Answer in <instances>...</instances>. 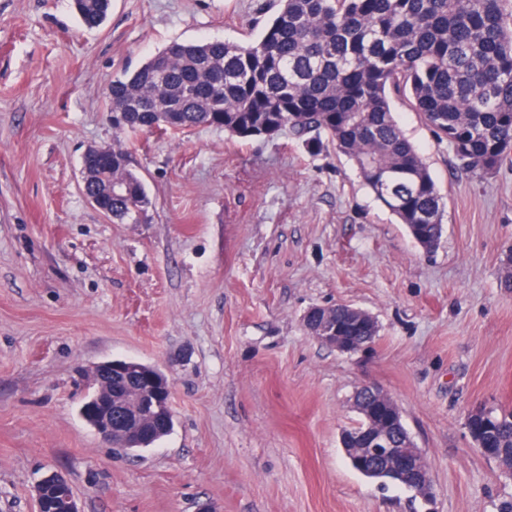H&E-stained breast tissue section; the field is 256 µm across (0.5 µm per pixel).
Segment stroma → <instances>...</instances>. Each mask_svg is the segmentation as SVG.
Segmentation results:
<instances>
[{
    "mask_svg": "<svg viewBox=\"0 0 512 512\" xmlns=\"http://www.w3.org/2000/svg\"><path fill=\"white\" fill-rule=\"evenodd\" d=\"M0 0V512H36L42 476L81 512H497L512 474L465 420L512 410V160L462 172L404 95L392 107L443 197L425 251L327 140L200 127L121 134L107 88L171 42L244 41L274 0ZM122 144L153 207L137 224L83 192L88 148ZM379 324L349 355L308 335L311 306ZM161 368L172 433L140 455L78 413L86 369ZM384 389L430 468L433 499L380 487L340 444L354 391ZM80 25L86 29L99 28L107 20L112 0H72Z\"/></svg>",
    "mask_w": 512,
    "mask_h": 512,
    "instance_id": "obj_1",
    "label": "stroma"
}]
</instances>
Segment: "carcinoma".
<instances>
[{
    "label": "carcinoma",
    "instance_id": "cac0c4a2",
    "mask_svg": "<svg viewBox=\"0 0 512 512\" xmlns=\"http://www.w3.org/2000/svg\"><path fill=\"white\" fill-rule=\"evenodd\" d=\"M80 25L104 24L112 0H72ZM409 95L458 168L494 173L512 154V30L504 0H277L254 39L172 42L109 86L112 128L146 130L145 113L162 112L163 132L199 127L244 140L284 132L327 135L356 166L376 201L416 240L443 234V198L424 159L405 136L392 93ZM84 189L126 224L147 216L152 199L112 146V173L83 157ZM121 189H110L111 184ZM173 426L127 446L151 448ZM479 442L512 469V411L496 414ZM45 512H60L56 488L43 489Z\"/></svg>",
    "mask_w": 512,
    "mask_h": 512
}]
</instances>
